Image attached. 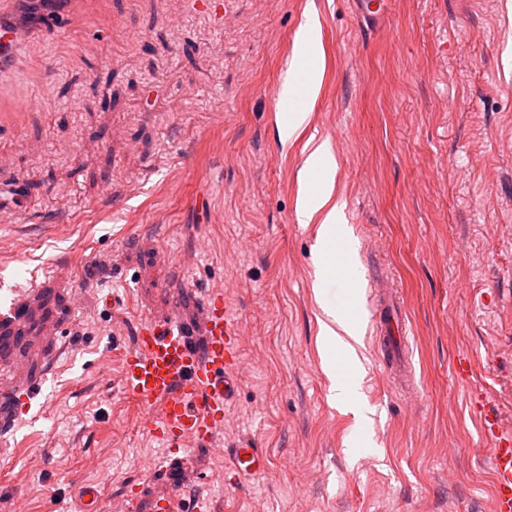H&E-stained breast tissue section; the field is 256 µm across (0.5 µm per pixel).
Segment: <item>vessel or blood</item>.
Returning <instances> with one entry per match:
<instances>
[{"label":"vessel or blood","instance_id":"1","mask_svg":"<svg viewBox=\"0 0 512 512\" xmlns=\"http://www.w3.org/2000/svg\"><path fill=\"white\" fill-rule=\"evenodd\" d=\"M20 0H0V74L10 71L20 49L21 36L6 18ZM14 190L15 211L23 213L27 199L21 182L15 178L11 162L0 156V189ZM27 300L0 307V331H10L27 318ZM374 322L379 330L377 353L394 384L403 392L415 388L407 341L403 335L404 314L397 294H383L375 301ZM243 325L236 318L218 289L209 290L201 317L188 323L174 316L165 321L142 317L131 347L121 363L122 390L157 407L148 417V429L166 448L212 445L224 428V411L237 395L235 374L239 362ZM22 361L9 367L14 379L8 395L0 402V433L8 434L19 415L20 405H31L40 395L44 375L17 379ZM489 387H476L469 397V408L479 423L481 434L490 444L489 462L493 475V512H512V420L490 408ZM232 464L238 475L250 478L266 466L258 449L237 448Z\"/></svg>","mask_w":512,"mask_h":512}]
</instances>
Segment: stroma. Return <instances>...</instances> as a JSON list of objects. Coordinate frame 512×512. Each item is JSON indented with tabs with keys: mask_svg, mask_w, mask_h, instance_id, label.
<instances>
[{
	"mask_svg": "<svg viewBox=\"0 0 512 512\" xmlns=\"http://www.w3.org/2000/svg\"><path fill=\"white\" fill-rule=\"evenodd\" d=\"M316 13L321 82L280 135L297 32ZM64 36L29 29L0 78V150L34 188L0 215V304L27 296L16 348L51 365L7 436L0 497L75 508L78 484L214 512H491L486 444L467 412L477 355L512 411V0H70ZM357 242L358 303L397 291L417 392L396 390L363 321L369 420L322 366L321 224L298 223L313 143ZM222 289L245 336L212 448L163 451L122 391L141 317H195ZM54 321L60 335H42ZM265 470L238 479L235 448Z\"/></svg>",
	"mask_w": 512,
	"mask_h": 512,
	"instance_id": "stroma-1",
	"label": "stroma"
}]
</instances>
